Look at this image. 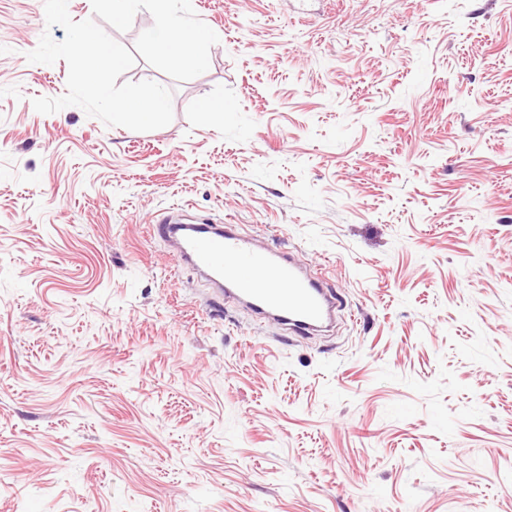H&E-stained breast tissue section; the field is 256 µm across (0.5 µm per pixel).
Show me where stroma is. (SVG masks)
Masks as SVG:
<instances>
[{
  "label": "stroma",
  "mask_w": 512,
  "mask_h": 512,
  "mask_svg": "<svg viewBox=\"0 0 512 512\" xmlns=\"http://www.w3.org/2000/svg\"><path fill=\"white\" fill-rule=\"evenodd\" d=\"M165 8L207 66L0 0V512H512V0ZM171 211L324 265L336 331L215 296ZM84 71L90 77L88 88L97 96H105V87L110 71L116 66L118 58L109 56L91 31L82 34L77 44ZM163 105L162 97L153 90H146L139 95L136 105L132 108L134 112H115L117 118L131 116L136 121L148 123L155 119L156 114Z\"/></svg>",
  "instance_id": "35a3bbf8"
}]
</instances>
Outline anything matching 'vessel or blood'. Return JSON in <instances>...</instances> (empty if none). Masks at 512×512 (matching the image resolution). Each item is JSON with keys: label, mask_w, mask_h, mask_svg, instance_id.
I'll return each instance as SVG.
<instances>
[{"label": "vessel or blood", "mask_w": 512, "mask_h": 512, "mask_svg": "<svg viewBox=\"0 0 512 512\" xmlns=\"http://www.w3.org/2000/svg\"><path fill=\"white\" fill-rule=\"evenodd\" d=\"M152 229L174 244L178 262L193 267L220 293L257 315L303 335L333 327L340 301L322 277L287 254L255 244L234 225L201 220L187 224L177 214Z\"/></svg>", "instance_id": "obj_1"}]
</instances>
